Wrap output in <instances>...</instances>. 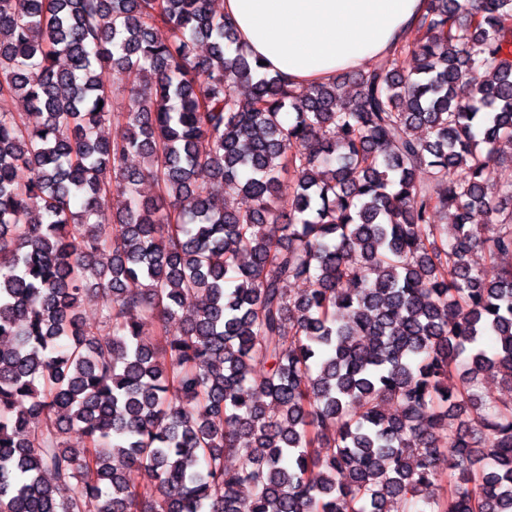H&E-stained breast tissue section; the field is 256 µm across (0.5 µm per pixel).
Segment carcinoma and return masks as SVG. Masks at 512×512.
I'll use <instances>...</instances> for the list:
<instances>
[{
  "mask_svg": "<svg viewBox=\"0 0 512 512\" xmlns=\"http://www.w3.org/2000/svg\"><path fill=\"white\" fill-rule=\"evenodd\" d=\"M416 32L301 95L208 0H0V512H512V402L478 387L512 394V0ZM99 79L106 87H112L114 103L118 106L128 105L129 94L124 83L113 73L110 67H102L97 70ZM105 300L100 295L88 294L82 298L80 313L87 324L100 326L103 321Z\"/></svg>",
  "mask_w": 512,
  "mask_h": 512,
  "instance_id": "obj_1",
  "label": "carcinoma"
}]
</instances>
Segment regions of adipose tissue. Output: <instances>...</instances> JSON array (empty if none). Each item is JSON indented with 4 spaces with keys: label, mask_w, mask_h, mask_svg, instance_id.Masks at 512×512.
Returning <instances> with one entry per match:
<instances>
[{
    "label": "adipose tissue",
    "mask_w": 512,
    "mask_h": 512,
    "mask_svg": "<svg viewBox=\"0 0 512 512\" xmlns=\"http://www.w3.org/2000/svg\"><path fill=\"white\" fill-rule=\"evenodd\" d=\"M426 0H224L252 58L298 87L332 80L402 43Z\"/></svg>",
    "instance_id": "obj_1"
}]
</instances>
